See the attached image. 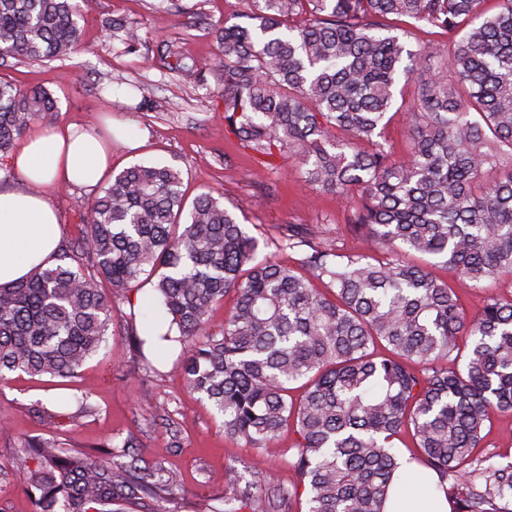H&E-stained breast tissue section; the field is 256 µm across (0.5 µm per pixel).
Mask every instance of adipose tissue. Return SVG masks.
Segmentation results:
<instances>
[{
    "label": "adipose tissue",
    "instance_id": "ef3b65f1",
    "mask_svg": "<svg viewBox=\"0 0 512 512\" xmlns=\"http://www.w3.org/2000/svg\"><path fill=\"white\" fill-rule=\"evenodd\" d=\"M12 169L27 180L24 189L0 191V287L25 278L56 255L58 217L50 193L59 187L103 185L112 170V141L69 124L52 131L33 128L10 157ZM431 490L416 497L418 478ZM434 472L402 463L390 490L386 512H451Z\"/></svg>",
    "mask_w": 512,
    "mask_h": 512
}]
</instances>
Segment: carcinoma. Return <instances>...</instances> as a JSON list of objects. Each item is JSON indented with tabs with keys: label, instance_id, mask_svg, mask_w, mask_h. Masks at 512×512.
I'll return each mask as SVG.
<instances>
[{
	"label": "carcinoma",
	"instance_id": "obj_1",
	"mask_svg": "<svg viewBox=\"0 0 512 512\" xmlns=\"http://www.w3.org/2000/svg\"><path fill=\"white\" fill-rule=\"evenodd\" d=\"M483 2L243 0L238 21L216 32L225 126L260 165L289 153L318 192L360 196L350 228L382 258L286 224L281 246L302 251L297 267L260 259L259 240L223 201L203 193L188 206L180 170L136 164L95 197L54 265L0 288V382L17 371L74 376L118 317L143 349L136 314H118L102 285L128 293L148 282L169 319L161 339L186 350L187 384L224 434L269 451L293 432V487L307 512H385L403 427L452 512H512V457L477 451L491 414L512 412V299L492 297L468 317L447 283L404 260L429 255L478 284L512 275V168L485 179L512 151V0H497L445 54L408 47L387 24L456 31ZM79 17L73 0H0V54L62 61L81 43ZM157 62L197 69L165 43ZM420 71L429 81L404 113L410 153L396 159L379 138L398 82ZM55 112L49 93L0 77V155ZM230 293L216 327L210 312ZM135 448L126 438L103 460L30 443L14 470L35 512H155L176 477L136 471ZM228 482L209 512H274L285 500L257 472L245 481L231 470Z\"/></svg>",
	"mask_w": 512,
	"mask_h": 512
}]
</instances>
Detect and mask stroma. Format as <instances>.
Returning a JSON list of instances; mask_svg holds the SVG:
<instances>
[{
  "label": "stroma",
  "instance_id": "obj_1",
  "mask_svg": "<svg viewBox=\"0 0 512 512\" xmlns=\"http://www.w3.org/2000/svg\"><path fill=\"white\" fill-rule=\"evenodd\" d=\"M79 9L83 42L68 59L21 62L7 56L0 58V76L24 89L50 92L58 105L54 123L77 122L99 131L113 125V172L141 163L177 168L186 199L204 192L223 196L262 252L292 267L297 253L279 246L286 224L320 226L325 241L345 254L374 253V245L349 228L358 197L339 200L316 192L288 156L272 169H260L225 128L214 31L240 11V0H81ZM116 19L138 28L136 52H126L123 31L112 26ZM162 42L193 58L196 72L158 68L155 53ZM96 195L80 187L51 191L62 243L81 237ZM431 272L447 280L469 316L488 297L512 298V277L478 284L448 277L436 266ZM143 352L152 374L136 372L125 324L117 320L108 348L74 377L17 372L0 383V512H33L11 466L13 453L31 440L89 450L135 437L139 466L160 462L177 478L176 499L163 503L164 512H204L218 505L231 467L259 468L284 486L293 482V433L283 432L269 455L226 437L210 404L187 388L181 346L152 336ZM83 395L91 409L81 415L77 399Z\"/></svg>",
  "mask_w": 512,
  "mask_h": 512
}]
</instances>
